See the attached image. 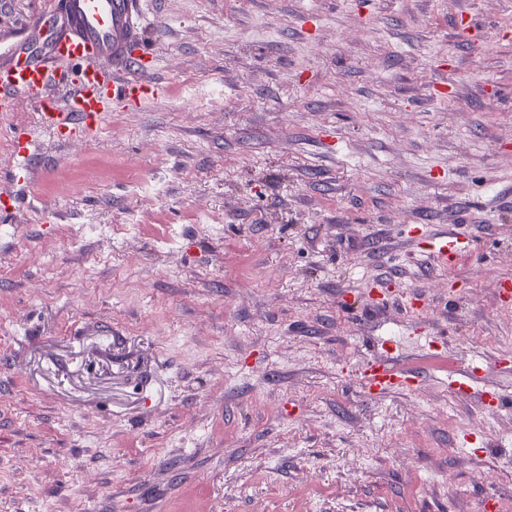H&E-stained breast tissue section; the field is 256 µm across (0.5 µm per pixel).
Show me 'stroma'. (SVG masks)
I'll return each mask as SVG.
<instances>
[{
  "label": "stroma",
  "instance_id": "stroma-1",
  "mask_svg": "<svg viewBox=\"0 0 512 512\" xmlns=\"http://www.w3.org/2000/svg\"><path fill=\"white\" fill-rule=\"evenodd\" d=\"M46 2L0 0V47ZM143 24L161 98L65 148L0 113V512H512V406L448 395L475 361L512 395V0ZM448 224L473 247L445 269L411 231ZM368 357L419 389L369 397ZM9 137L16 157V165L9 175L11 182L31 183L34 176L32 147L36 132L27 128H11Z\"/></svg>",
  "mask_w": 512,
  "mask_h": 512
}]
</instances>
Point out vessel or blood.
<instances>
[{
    "label": "vessel or blood",
    "mask_w": 512,
    "mask_h": 512,
    "mask_svg": "<svg viewBox=\"0 0 512 512\" xmlns=\"http://www.w3.org/2000/svg\"><path fill=\"white\" fill-rule=\"evenodd\" d=\"M144 0H51L48 10L27 28L40 50L0 53V112L28 101L42 112V128L57 142L90 136L102 127L112 105L137 108L155 99L162 87L153 76L152 49L142 27ZM16 157L10 181L31 183L34 130L13 128ZM426 250L443 267L451 265L470 242L452 226L427 236ZM477 367L448 381L452 397L475 392ZM364 391L385 396L418 388V374L398 370L381 359L368 360L359 373Z\"/></svg>",
    "instance_id": "b4317fda"
}]
</instances>
